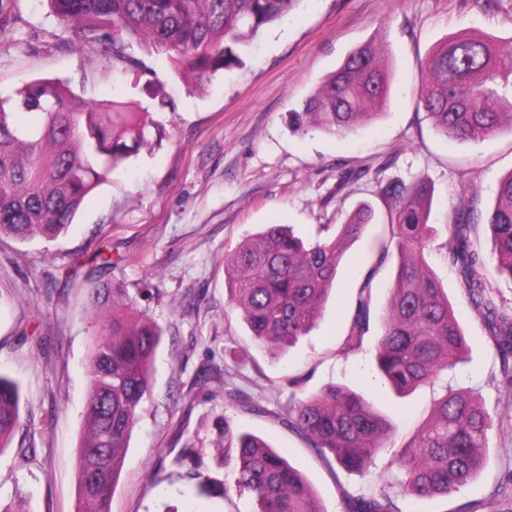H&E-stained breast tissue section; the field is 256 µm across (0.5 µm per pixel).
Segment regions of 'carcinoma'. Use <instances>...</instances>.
I'll use <instances>...</instances> for the list:
<instances>
[{
    "label": "carcinoma",
    "instance_id": "carcinoma-1",
    "mask_svg": "<svg viewBox=\"0 0 512 512\" xmlns=\"http://www.w3.org/2000/svg\"><path fill=\"white\" fill-rule=\"evenodd\" d=\"M304 0H49L53 15L71 30L82 50L105 45L112 64L145 72L127 54L132 40L165 55L198 88L242 64L241 50L267 27L287 20ZM390 73L382 51L365 42L324 76L293 113L294 130L326 135L349 132L381 115ZM512 42L457 35L440 41L426 62L418 107L446 137L478 143L512 132ZM167 133L152 113L124 101L88 106L68 81L38 79L0 95V236L27 241L67 232L85 197L112 173L141 154H151ZM389 201L387 243L398 269L390 287L375 371L398 398L411 396L467 362L466 336L448 291L428 269L424 251L431 188L420 177L381 188ZM473 200L463 196L450 231V259L473 309L487 323L512 396V309L501 306L489 268L512 281V171L502 177L485 214L492 232L491 258L471 241ZM359 206L328 239L306 242L283 224H268L225 256L230 302L259 341L277 356L306 336L323 314L337 284L348 245L371 223ZM377 267H371L345 345L362 347ZM87 304L110 313L93 337L87 371L90 385L79 450L76 512H110L123 451L150 394L151 371L161 339L159 325L131 312L126 291L114 281L90 278ZM324 456L364 474L387 447L392 425L363 396L328 386L294 401L282 417ZM495 417L472 390L443 386L430 418L394 448L398 473L378 494L347 504V512H399L396 497L447 496L474 480L485 464ZM21 424L18 384L0 374V454ZM224 465L233 485L208 477L197 493L248 497L253 512H324L303 473L262 437L236 430L229 417L221 428Z\"/></svg>",
    "mask_w": 512,
    "mask_h": 512
}]
</instances>
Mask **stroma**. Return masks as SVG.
<instances>
[{
    "label": "stroma",
    "mask_w": 512,
    "mask_h": 512,
    "mask_svg": "<svg viewBox=\"0 0 512 512\" xmlns=\"http://www.w3.org/2000/svg\"><path fill=\"white\" fill-rule=\"evenodd\" d=\"M0 92L40 78L70 81L88 102L136 100L154 109L167 132L160 147L112 174L83 202L74 224L52 240L0 239V373L21 392L23 425L0 453V503L21 512H75L78 448L89 388L86 363L101 324L87 310L94 257L111 256L107 276L162 329L152 386L138 411L110 512H186L173 478L187 446L203 474L230 479L216 445L218 422L268 439L307 478L325 512L387 483V459L361 476L320 456L288 430L293 402L287 379L305 393L338 384L370 398L404 443L426 420L439 384L409 398L381 389L370 371L381 313L397 266L389 256L376 275L361 349L345 346L359 288L388 233L381 185L426 178L433 187L429 222L437 236L425 253L448 290L470 345L471 362L449 373L453 388L474 390L496 417L512 415L500 390L501 362L490 332L463 297L444 244L459 197L477 191V209L494 199L512 170V134L479 143L449 139L416 106L424 62L445 37L476 31L512 38V0H305L291 22L259 37L234 71L196 89L168 57L139 46L129 52L157 74L167 108L113 67L103 47L83 53L50 13L48 0H0ZM389 50V102L375 122L342 136L290 127L316 84L359 44ZM375 219L347 249L335 290L312 331L281 357L255 341L228 301L227 251L269 224H287L306 240L334 234L360 203ZM250 397L262 413L241 411ZM33 448L29 457L19 449ZM512 512V430L489 433L479 476L447 498H398L400 512H483L490 501Z\"/></svg>",
    "instance_id": "35a3bbf8"
}]
</instances>
